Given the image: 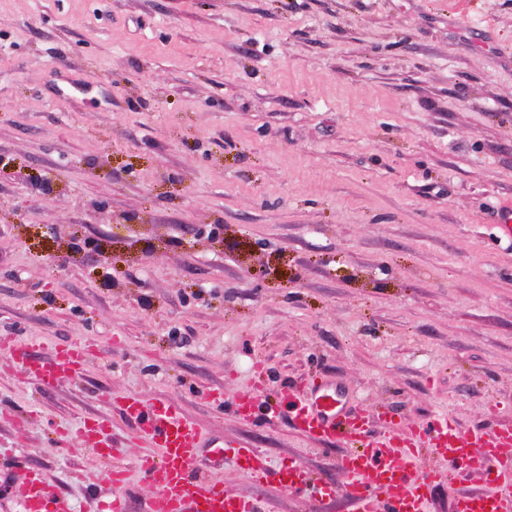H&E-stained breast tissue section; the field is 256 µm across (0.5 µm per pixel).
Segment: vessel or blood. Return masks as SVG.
<instances>
[{"label":"vessel or blood","mask_w":512,"mask_h":512,"mask_svg":"<svg viewBox=\"0 0 512 512\" xmlns=\"http://www.w3.org/2000/svg\"><path fill=\"white\" fill-rule=\"evenodd\" d=\"M0 348L10 351L24 377L47 390L63 379L82 378L88 366L89 349L82 343L56 347L45 358L34 355L29 344L13 336H0ZM112 403L123 420L136 424L150 451L134 469L112 467L111 491L101 512H129L124 489L133 470L153 489L146 512H268L260 500L230 492L221 482L200 473L199 462L207 450L220 458L232 457L239 473L255 484L273 479L283 491H302L316 500L343 494L352 512H427L436 484L449 482L454 471L490 465L496 471L493 487L458 492L453 512H512V426L464 431L448 417L439 416L420 433L388 415L384 432L376 434L362 411L346 407L335 386L312 378L306 390L267 404L266 411L273 416L287 414L291 426L306 438L346 444L339 460L344 484L339 487L314 478L298 459L271 469L250 444L209 436L172 401L148 403L127 394L114 396ZM111 428L108 418L91 415L76 438L110 460L119 453ZM424 446L442 464L429 477L418 465ZM21 483V512H67L64 499L38 470L28 469Z\"/></svg>","instance_id":"obj_1"}]
</instances>
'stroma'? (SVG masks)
Instances as JSON below:
<instances>
[{"label": "stroma", "mask_w": 512, "mask_h": 512, "mask_svg": "<svg viewBox=\"0 0 512 512\" xmlns=\"http://www.w3.org/2000/svg\"><path fill=\"white\" fill-rule=\"evenodd\" d=\"M511 200L512 0H0V331L94 350L47 392L0 349V472L98 512L59 434L109 416L133 467L109 392L336 483L341 445L232 402L319 376L412 429L512 425Z\"/></svg>", "instance_id": "1"}]
</instances>
